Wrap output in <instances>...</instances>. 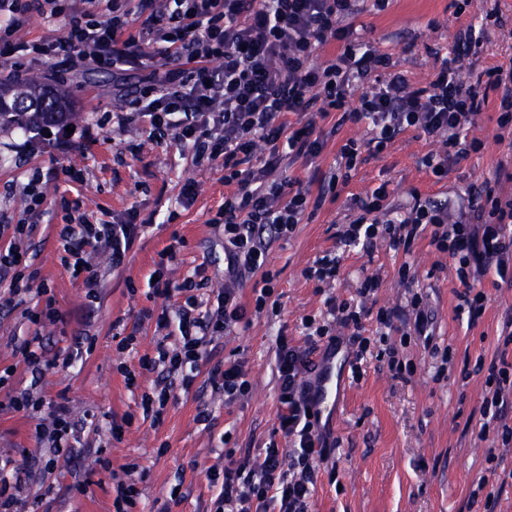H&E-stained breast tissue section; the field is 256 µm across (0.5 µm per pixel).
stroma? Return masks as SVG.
<instances>
[{"label":"stroma","mask_w":512,"mask_h":512,"mask_svg":"<svg viewBox=\"0 0 512 512\" xmlns=\"http://www.w3.org/2000/svg\"><path fill=\"white\" fill-rule=\"evenodd\" d=\"M499 8L505 26H496L487 13ZM361 41L387 53L411 83L425 84L443 58L462 56V75L476 82L480 74L498 65L512 64V0H390L376 10L371 0L350 19ZM482 30L480 46L462 50L459 32ZM33 74L68 91L78 117L76 126H92L95 141L72 137L69 148L58 152L40 149L27 140L22 127L0 131V225L29 224L35 244L32 259L38 282L53 295L64 313L61 324L35 330L22 311L35 307L36 291L23 293L22 305L12 312L4 307L10 295L0 288V370L15 367L14 388L34 387L50 404L63 403L77 424V443L70 458L59 459L52 472L35 465L47 450L34 436L33 419L0 407V455L16 460L29 472L19 512H113L111 471L133 466V479L141 495L133 512H209L218 493L205 477L219 456L232 452L237 460L258 454L275 437L278 426V389L274 350L279 334L304 345V317L327 319V298L349 300L362 307L358 332L370 340L363 360H356L343 330L344 344L336 355L341 365V391L332 418L325 426L340 442L336 470H320L311 499V512H512V447L493 446L480 435V412L488 396L485 372L502 342L500 333L512 318V287L499 285L493 273L482 282L489 303L477 320L456 312L462 285L456 264L436 252L428 238L415 241L411 253L387 243L346 250L335 284L319 287L306 279L305 268L336 245V234L353 221L355 198L387 185L391 210L406 214L416 199L447 200L458 208L472 183L493 178L498 168L512 169V136L497 140V95L488 101L470 130L482 147L450 162L448 175L435 177L421 165L436 143L411 130L397 136L382 152L366 149L367 124L340 123L338 113L318 120L327 144L308 166L297 161L283 167V178L308 179L313 171L328 172L346 140L362 143L360 159L347 181L338 183L335 200L325 201L311 218L297 225L292 236L273 244L268 260L279 277L275 292L279 314L252 318L232 335L215 339L207 347L199 374L190 390H175L164 420L152 424L142 417V391L161 376L140 369L138 359L153 354L161 335L155 314L162 307L177 311L181 300L150 296L148 280L158 254L173 236L186 244L172 263V279L194 277L202 294L224 286V237L210 220L224 202L228 188L220 163L194 166L190 150L174 140L158 143L138 126L118 125L120 103L112 95V75L87 67L70 68L68 62H24L16 68L0 60V81L15 80L17 73ZM80 171L81 180L70 177ZM54 172L41 183L44 201L29 210L24 188L35 174ZM197 186L191 203L181 200L186 182ZM93 223L134 224L138 234L120 268L97 258L94 269L103 279L97 299H88L63 265L58 231L64 216ZM408 265V284L398 270ZM377 275L374 296L359 298L361 279ZM422 289L431 316L430 338L404 328L380 325L382 309L405 307L408 286ZM41 332L46 353L54 360L40 380L20 364L17 350ZM136 334L135 349L122 352L118 336ZM236 356L246 362L251 391L248 397L225 403L208 384V371L216 362ZM68 367H60V360ZM406 368L396 377L391 360ZM134 369L137 387H127L122 367ZM208 421H197L199 411ZM131 416L132 425L122 440L109 434V418ZM112 463L102 471L100 460ZM87 491H80L81 483ZM179 501H172V488Z\"/></svg>","instance_id":"1"}]
</instances>
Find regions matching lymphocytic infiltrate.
<instances>
[{"instance_id": "obj_1", "label": "lymphocytic infiltrate", "mask_w": 512, "mask_h": 512, "mask_svg": "<svg viewBox=\"0 0 512 512\" xmlns=\"http://www.w3.org/2000/svg\"><path fill=\"white\" fill-rule=\"evenodd\" d=\"M359 0H0V57L17 61L52 60L65 55L112 71L118 80L114 95L128 120L140 122L149 138L174 134L190 148L195 162L222 161L224 183L230 188L218 211L224 223V279L228 286L214 299L198 298L197 283L176 284L168 276L185 241L174 237L160 254L153 296L184 299L178 321L168 310L156 317L157 329L177 324L174 346L158 342L154 355H143L139 368L162 369L167 382L143 393L144 417L161 421L174 388L189 389L204 347L248 323L250 314L269 307L271 283L277 274L268 266L272 244L287 238L308 210H320L334 194L340 169H352L360 146L347 140L336 155L337 171L318 176L319 189L294 188L276 179L284 159L314 160L326 141L317 132V118L340 113L342 121L372 124L374 151L385 149L400 132L415 129L438 144V152L422 163L436 177L448 163L466 157L481 143L469 139L488 92L500 100V129L512 127V66L488 70L486 85L467 83L454 59H443L427 85L410 84L394 68L389 55L355 41L347 24L359 12ZM59 20L58 36L33 35L32 16ZM344 50L316 63L318 50L331 41ZM512 181V171L469 186L464 210L449 213L447 204H415L398 221L386 218L387 186H379L356 202L359 216L339 236L341 246L371 247L383 240L393 249L411 252L415 240L429 235L436 250L458 261L464 287L458 310L479 318L488 296L480 276L494 271L512 286V196L498 192L499 181ZM134 224H64L59 238L65 264L87 297L98 294L92 272L98 255L113 267L124 264L137 236ZM260 276L262 288L245 296L240 286ZM330 321L309 333L308 348L279 337L275 371L280 402L278 430L293 448L283 453L276 441L254 458L206 471L219 493L212 512H308L309 499L321 466L333 455L318 427L317 392L308 376L315 372L310 355L318 343L335 350V327L359 325L361 312L349 301H328ZM138 368V369H139ZM213 391L231 403L246 396L251 383L243 360L225 359L209 372ZM486 383L493 389L482 409V437L512 444V362L499 357L488 367ZM76 424L68 406H53L34 429L47 445L46 469L71 454Z\"/></svg>"}]
</instances>
